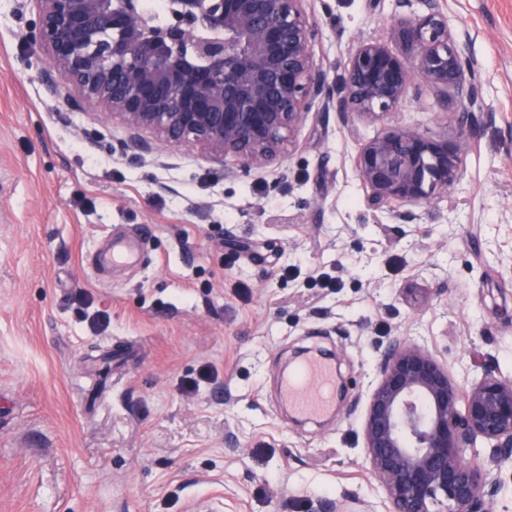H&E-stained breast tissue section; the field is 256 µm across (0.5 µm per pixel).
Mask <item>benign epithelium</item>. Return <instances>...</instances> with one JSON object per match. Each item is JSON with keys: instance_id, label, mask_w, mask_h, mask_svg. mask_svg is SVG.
Instances as JSON below:
<instances>
[{"instance_id": "benign-epithelium-1", "label": "benign epithelium", "mask_w": 512, "mask_h": 512, "mask_svg": "<svg viewBox=\"0 0 512 512\" xmlns=\"http://www.w3.org/2000/svg\"><path fill=\"white\" fill-rule=\"evenodd\" d=\"M34 2L23 39L47 55V92L76 112L104 106L128 131L121 148L155 162L146 132L202 148L226 176L229 158L273 173L314 108L343 122L374 119L419 80L462 124L479 98L475 65L440 0H420L422 12L397 20L400 54L358 39L339 92L314 63L309 0H172L161 22L141 0ZM469 150L462 134L400 124L366 141L354 166L373 209L411 219L407 207L454 185ZM362 437L382 512H488L499 472L512 466V379L488 367L463 386L431 351L396 339L376 367ZM479 440L486 457L474 451Z\"/></svg>"}]
</instances>
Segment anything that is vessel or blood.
<instances>
[{
    "mask_svg": "<svg viewBox=\"0 0 512 512\" xmlns=\"http://www.w3.org/2000/svg\"><path fill=\"white\" fill-rule=\"evenodd\" d=\"M105 263L127 266L137 263L138 252L127 240L116 238L103 256ZM335 390V370L329 360L301 361L281 383L280 395L297 413L314 418L328 408Z\"/></svg>",
    "mask_w": 512,
    "mask_h": 512,
    "instance_id": "b4317fda",
    "label": "vessel or blood"
}]
</instances>
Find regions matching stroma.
Returning a JSON list of instances; mask_svg holds the SVG:
<instances>
[{"label":"stroma","mask_w":512,"mask_h":512,"mask_svg":"<svg viewBox=\"0 0 512 512\" xmlns=\"http://www.w3.org/2000/svg\"><path fill=\"white\" fill-rule=\"evenodd\" d=\"M477 65L458 126L423 83L376 120L309 114L278 176H225L120 123L74 112L23 40L33 0H0V512H315L376 504L361 423L368 376L426 337L467 385L512 377V0H441ZM315 62L342 85L357 39L392 50L397 0H311ZM472 147L448 193L405 223L367 205L354 158L398 124ZM140 262L100 274L111 237ZM345 391L317 421L278 395L302 349Z\"/></svg>","instance_id":"obj_1"}]
</instances>
